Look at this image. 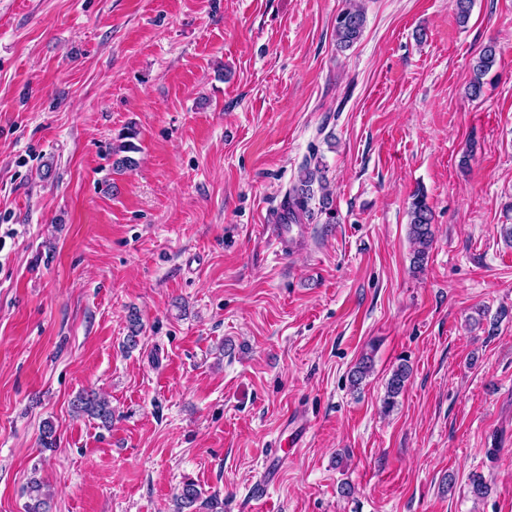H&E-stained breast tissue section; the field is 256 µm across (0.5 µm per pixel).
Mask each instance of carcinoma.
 <instances>
[{
    "mask_svg": "<svg viewBox=\"0 0 512 512\" xmlns=\"http://www.w3.org/2000/svg\"><path fill=\"white\" fill-rule=\"evenodd\" d=\"M366 17L363 9L352 4L336 16V43L346 49L356 43L362 36ZM497 50L493 45L482 49L479 55L470 64L471 79L467 86V93L476 99L483 93V78L491 71L496 63ZM326 166L316 157L306 161L298 179L285 193L281 207H283L282 221L285 224H300L305 220L312 221L316 215H326L325 223H336V210L333 208L332 195L325 176ZM434 216L427 203L423 191L417 190L412 195L410 205L409 237L413 244L412 264L414 269H423L434 242L433 231ZM128 334L126 346L134 348L139 343L143 331L138 313L132 311L128 315ZM410 377V368L402 363L393 370L386 385L384 407L391 410L396 405V398L403 392ZM72 409L79 415H87L101 420L106 424L112 421V408L109 402L93 392H83L76 396L72 402ZM26 495L30 504L26 505V512H49L51 508L50 494L45 485L38 479H32L26 486ZM215 509L213 501L202 498V491L193 481L183 482L179 494L176 496V509L174 512H200L201 509Z\"/></svg>",
    "mask_w": 512,
    "mask_h": 512,
    "instance_id": "carcinoma-1",
    "label": "carcinoma"
}]
</instances>
